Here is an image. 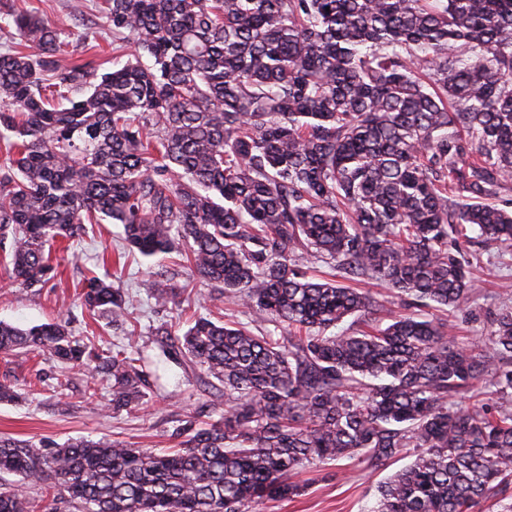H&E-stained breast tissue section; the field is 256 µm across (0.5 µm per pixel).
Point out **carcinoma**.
I'll return each mask as SVG.
<instances>
[{"instance_id": "obj_1", "label": "carcinoma", "mask_w": 512, "mask_h": 512, "mask_svg": "<svg viewBox=\"0 0 512 512\" xmlns=\"http://www.w3.org/2000/svg\"><path fill=\"white\" fill-rule=\"evenodd\" d=\"M112 69L74 64L65 29L0 10L30 53L0 51V245L12 286L54 278L51 248L103 221L145 259L191 272L252 322L197 316L163 354L224 386L158 454L117 440L0 438V474L57 487L82 512H258L300 495L304 463L382 469L371 512H476L512 489V306L479 340L399 315L352 331L374 280L437 311L470 297L461 239L512 246V0H104ZM328 264L318 277L298 256ZM159 306L187 286L153 277ZM80 304L128 322L112 277ZM102 357L62 322L0 321V355ZM138 349L112 352V410L146 398ZM466 394L468 402L456 397ZM0 512H27L0 484Z\"/></svg>"}]
</instances>
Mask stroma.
<instances>
[{
	"label": "stroma",
	"instance_id": "stroma-1",
	"mask_svg": "<svg viewBox=\"0 0 512 512\" xmlns=\"http://www.w3.org/2000/svg\"><path fill=\"white\" fill-rule=\"evenodd\" d=\"M9 2L50 23L68 25L73 35L67 50L74 58L96 65L111 62L112 30L98 0ZM464 248L478 257L470 274L473 295L469 303L449 314L448 331L473 338L487 332L494 314L512 298V247L488 246L473 238ZM55 256L57 276L43 287L22 292L11 286L0 263V321L29 328L61 318L74 335L89 338L93 348L142 349L154 368L146 388L147 402L139 409L115 413L109 406L110 383L104 374L72 369L70 385L64 390L57 385L58 365L49 356L22 352L0 357V381H11L18 392L14 401L0 403V437L56 444L105 437L136 448L162 449L172 447L171 433L180 420L194 416L212 422L223 416V386L214 379L202 384L185 365L165 358L163 330L193 315L244 323L248 317L241 306L227 301L219 288L190 279L179 253L148 262L129 251L117 224L94 225L92 233L70 240L68 249L56 250ZM107 272L126 294L135 333L112 326L80 306L83 278ZM157 273L174 283L189 284V303L176 308L156 305L140 283ZM410 461L406 454L377 471L353 460L308 465L294 476L304 484V493L266 502L262 512H371L380 483Z\"/></svg>",
	"mask_w": 512,
	"mask_h": 512
}]
</instances>
